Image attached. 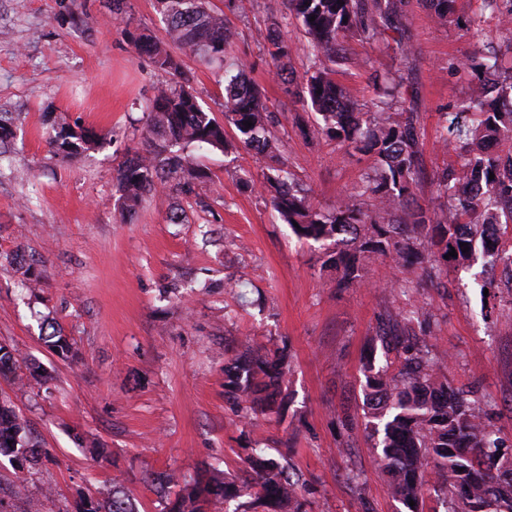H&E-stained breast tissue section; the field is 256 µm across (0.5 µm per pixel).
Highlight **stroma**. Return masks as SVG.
I'll return each mask as SVG.
<instances>
[{
    "mask_svg": "<svg viewBox=\"0 0 512 512\" xmlns=\"http://www.w3.org/2000/svg\"><path fill=\"white\" fill-rule=\"evenodd\" d=\"M210 6L236 33L226 56L255 63L249 77L265 93L280 160L331 209L375 160L301 133L320 117L299 97L310 62L298 20L286 0ZM507 6L456 0L439 24L423 0H405L408 68L385 43L344 41L335 79L361 111L376 97L373 76L402 77L416 92L422 207L435 202L433 172L456 160L439 148L442 113L466 98L485 48L512 66V27L498 20ZM274 17L291 47L287 85L259 37ZM180 60L203 108L223 120L221 72ZM463 60L469 72L458 71ZM169 79L137 55L108 0H0V118L15 132L0 161V345L40 372L20 383L0 377V401L50 453L21 466L0 457V512H82L115 486L138 512H161L153 476L242 478L258 447L298 481L305 512H408L365 430L364 363L394 373L404 360L381 343L386 332L438 351L449 384L512 445V275L502 267H452L436 287L421 268L392 270L373 257L369 287L337 286L318 244L298 238L262 196L267 168L241 147L190 148L203 173L193 195L170 192L124 219L116 168L145 149L142 105ZM63 127L94 130L98 142L67 154L48 143ZM423 304L429 328L400 323ZM51 325L68 355L48 342ZM258 347L282 355L288 374L274 409L250 415L226 369Z\"/></svg>",
    "mask_w": 512,
    "mask_h": 512,
    "instance_id": "35a3bbf8",
    "label": "stroma"
}]
</instances>
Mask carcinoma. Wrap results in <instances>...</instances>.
Masks as SVG:
<instances>
[{"mask_svg":"<svg viewBox=\"0 0 512 512\" xmlns=\"http://www.w3.org/2000/svg\"><path fill=\"white\" fill-rule=\"evenodd\" d=\"M433 20L443 22L452 13L454 0H425ZM306 38L311 66L303 101L322 118V133L354 151L375 156L374 175L367 177L355 195L328 211L313 204L308 193L295 183L288 169L277 164L269 131L270 111L260 87L248 77L252 64L246 58L227 61L224 47L232 33L224 13L209 7V0H156L165 17L169 41L204 65L223 72L224 119L211 118L200 103L180 61L152 35L130 29L126 0H110L112 13L124 23L126 40L154 67L172 76L156 88L145 107L148 146L127 157L116 170V192L122 212L133 217L149 196L163 197L157 189L168 184L188 191L197 177L191 146L227 145L224 125L235 128L244 148L267 166L266 183L276 188L271 206L286 224H298L295 234L325 247L321 267L336 272L338 285L362 286L364 261L374 255L386 258L391 267H406L409 254L427 250L429 279L440 278L450 264L467 265L485 245V230L495 226L506 231L512 224V154L488 152L486 143L512 140V73L498 74V57L490 52L482 67L492 75L470 87L456 112H445L443 146L451 145L457 161L434 173L438 204L423 208L414 204L412 187L418 178L421 143L417 132L419 112L415 95H396L391 101L373 104L369 116L359 111L348 93L336 84V62L344 59L339 39L358 33L366 39L393 42L404 65L412 49L403 36L404 0H287ZM314 21H309L310 17ZM267 54L283 77L289 48L278 21L265 29ZM252 122L246 127L243 122ZM93 142L85 132L62 128L50 144L77 154ZM494 179H489V175ZM366 197L370 208L356 202ZM469 247L462 252L460 244ZM457 256L444 258L451 250ZM400 371L390 374L368 363L363 369L366 429L378 438L379 458L391 475L392 493L409 512H419L426 473L432 474L437 498L450 504L448 512H512V476L493 472L491 448L503 441L475 413L463 394L441 380L440 358L430 351L405 350ZM19 360L0 347V376L19 379ZM230 386L254 413L273 408L287 375L283 358L254 353L236 360L227 369ZM24 426L7 403H0V455L36 463L42 451L23 438ZM251 480L237 485L215 479L184 482L176 500L165 512H201L202 506L223 504L230 498L249 497L272 512H303L297 482L265 449L248 456ZM415 505H409V502ZM84 512H135L117 487Z\"/></svg>","mask_w":512,"mask_h":512,"instance_id":"cac0c4a2","label":"carcinoma"}]
</instances>
